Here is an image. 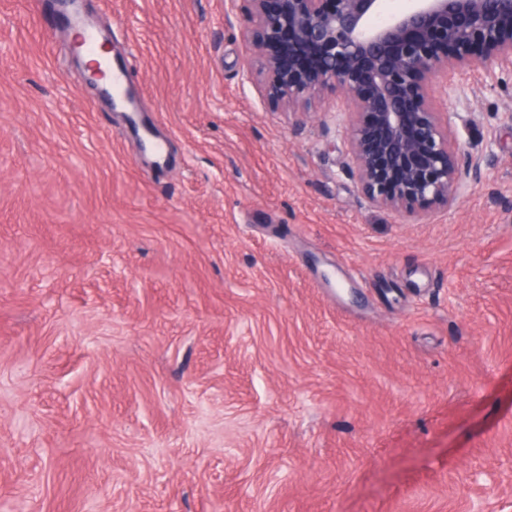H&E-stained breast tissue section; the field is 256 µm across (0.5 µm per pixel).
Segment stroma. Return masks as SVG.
I'll return each mask as SVG.
<instances>
[{
  "label": "stroma",
  "mask_w": 512,
  "mask_h": 512,
  "mask_svg": "<svg viewBox=\"0 0 512 512\" xmlns=\"http://www.w3.org/2000/svg\"><path fill=\"white\" fill-rule=\"evenodd\" d=\"M0 0V512H512V73L456 72V202L372 207L273 109L243 0Z\"/></svg>",
  "instance_id": "35a3bbf8"
}]
</instances>
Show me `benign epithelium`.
<instances>
[{
    "instance_id": "1",
    "label": "benign epithelium",
    "mask_w": 512,
    "mask_h": 512,
    "mask_svg": "<svg viewBox=\"0 0 512 512\" xmlns=\"http://www.w3.org/2000/svg\"><path fill=\"white\" fill-rule=\"evenodd\" d=\"M243 39L273 107L312 112L328 95L348 116L347 171L372 206L419 216L457 199L479 162L458 146L448 74L512 72V0H245Z\"/></svg>"
}]
</instances>
